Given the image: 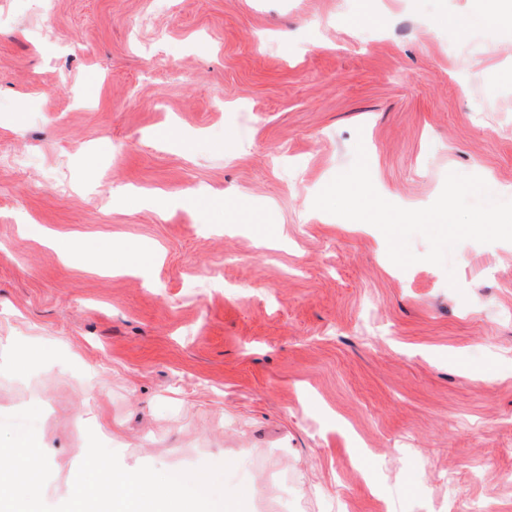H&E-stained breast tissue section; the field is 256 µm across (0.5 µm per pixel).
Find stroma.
Masks as SVG:
<instances>
[{
    "instance_id": "obj_1",
    "label": "stroma",
    "mask_w": 512,
    "mask_h": 512,
    "mask_svg": "<svg viewBox=\"0 0 512 512\" xmlns=\"http://www.w3.org/2000/svg\"><path fill=\"white\" fill-rule=\"evenodd\" d=\"M358 142L400 207L451 171L512 200V15L0 0V416L41 407L48 505L92 432L126 469L230 464L246 512H512V243H460L454 288L397 267L313 207Z\"/></svg>"
}]
</instances>
